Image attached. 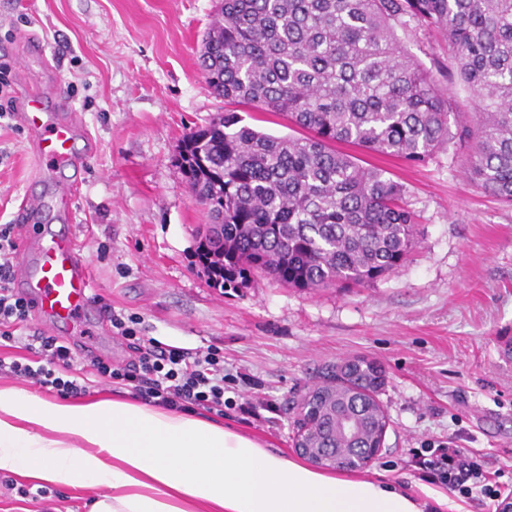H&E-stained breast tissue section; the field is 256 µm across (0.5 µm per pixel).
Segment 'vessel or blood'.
Wrapping results in <instances>:
<instances>
[{"label": "vessel or blood", "instance_id": "vessel-or-blood-1", "mask_svg": "<svg viewBox=\"0 0 512 512\" xmlns=\"http://www.w3.org/2000/svg\"><path fill=\"white\" fill-rule=\"evenodd\" d=\"M26 106L32 111L27 121L43 165L67 168L79 165L74 127L63 115L73 105L62 89L47 83L28 94ZM45 203L42 198L23 200L18 212L28 238L41 233ZM25 292L37 310L53 322L67 323L91 300L92 282L73 236H54L41 247L37 264L24 281Z\"/></svg>", "mask_w": 512, "mask_h": 512}]
</instances>
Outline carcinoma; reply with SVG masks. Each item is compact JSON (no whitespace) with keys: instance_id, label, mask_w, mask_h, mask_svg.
<instances>
[{"instance_id":"1","label":"carcinoma","mask_w":512,"mask_h":512,"mask_svg":"<svg viewBox=\"0 0 512 512\" xmlns=\"http://www.w3.org/2000/svg\"><path fill=\"white\" fill-rule=\"evenodd\" d=\"M411 22L454 49L458 77L480 97L477 129L451 131L448 96L397 34ZM199 65L231 105L187 134L178 158L211 223L196 250L222 225L224 258L197 254L216 288H246L258 274L304 290L364 286L404 263L418 224L405 187L338 144L419 164L469 143V178L512 206V0H222ZM236 105L309 135L257 131ZM383 384L380 366L359 359L306 389L295 408L314 425V446L338 457L372 447Z\"/></svg>"}]
</instances>
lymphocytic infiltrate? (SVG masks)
Returning <instances> with one entry per match:
<instances>
[{"label": "lymphocytic infiltrate", "instance_id": "lymphocytic-infiltrate-1", "mask_svg": "<svg viewBox=\"0 0 512 512\" xmlns=\"http://www.w3.org/2000/svg\"><path fill=\"white\" fill-rule=\"evenodd\" d=\"M17 233L12 224L0 225V343L11 344L34 308L30 298L14 288ZM108 321L124 341L129 359L90 362L95 377L133 385L138 397L178 411L202 409L224 413V356L213 349L190 350L163 345L156 339L138 336L121 316L108 313ZM27 356L11 360L0 357V376L14 377L61 397H77L87 391L71 374L75 356L60 336L39 334L27 344ZM416 463L424 479L478 500L494 498L497 486L489 484L484 466L464 448L438 444L418 455Z\"/></svg>", "mask_w": 512, "mask_h": 512}]
</instances>
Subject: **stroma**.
I'll return each instance as SVG.
<instances>
[{
  "label": "stroma",
  "mask_w": 512,
  "mask_h": 512,
  "mask_svg": "<svg viewBox=\"0 0 512 512\" xmlns=\"http://www.w3.org/2000/svg\"><path fill=\"white\" fill-rule=\"evenodd\" d=\"M220 0H0L5 94L59 84L92 142L77 194L70 173L44 171L20 115L0 120V225L30 195L74 211L72 234L95 292L76 325L31 314L27 333L64 337L88 397H126L91 373L101 357L127 359L104 305L133 318L139 335L224 355V424L294 456L295 389L330 364L379 362L378 399L391 425L368 473L419 492L415 451L454 441L481 456L512 497V207L466 176L469 149L449 143L426 162L359 151L406 188L418 239L404 264L376 283L303 290L256 276L250 287H211L196 257L207 224L177 156L183 136L222 113L198 65ZM403 39L452 103L451 121L476 126L478 100L454 79L441 32L410 25ZM258 394L260 420L244 419Z\"/></svg>",
  "instance_id": "obj_1"
}]
</instances>
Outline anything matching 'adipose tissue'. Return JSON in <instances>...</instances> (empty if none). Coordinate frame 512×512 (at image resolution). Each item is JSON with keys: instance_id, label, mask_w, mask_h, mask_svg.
Segmentation results:
<instances>
[{"instance_id": "ef3b65f1", "label": "adipose tissue", "mask_w": 512, "mask_h": 512, "mask_svg": "<svg viewBox=\"0 0 512 512\" xmlns=\"http://www.w3.org/2000/svg\"><path fill=\"white\" fill-rule=\"evenodd\" d=\"M0 472L98 488L91 512H445L448 497L344 478L232 427L130 400L0 387Z\"/></svg>"}]
</instances>
